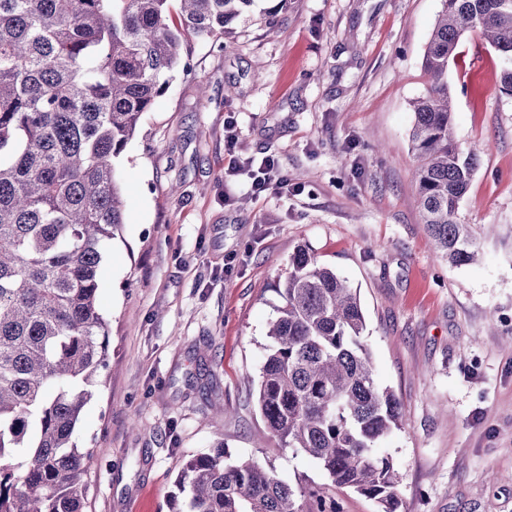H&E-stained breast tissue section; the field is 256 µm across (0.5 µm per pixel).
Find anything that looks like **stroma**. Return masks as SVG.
Here are the masks:
<instances>
[{"instance_id":"35a3bbf8","label":"stroma","mask_w":512,"mask_h":512,"mask_svg":"<svg viewBox=\"0 0 512 512\" xmlns=\"http://www.w3.org/2000/svg\"><path fill=\"white\" fill-rule=\"evenodd\" d=\"M442 0H253L224 48L192 38L113 165L126 219L100 272L109 366L75 434L89 448L87 512H169L192 456L223 445L289 484L325 485L267 438L255 394L298 246L357 290L376 383L403 405L381 445L399 512H512V95L479 30L448 65L452 136L480 165L459 208L492 224L453 268L426 236L411 103ZM272 157L287 186L254 194L225 173Z\"/></svg>"}]
</instances>
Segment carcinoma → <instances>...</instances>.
Returning <instances> with one entry per match:
<instances>
[{
  "label": "carcinoma",
  "mask_w": 512,
  "mask_h": 512,
  "mask_svg": "<svg viewBox=\"0 0 512 512\" xmlns=\"http://www.w3.org/2000/svg\"><path fill=\"white\" fill-rule=\"evenodd\" d=\"M442 2L411 142L425 232L458 267L482 257L480 233L458 218L480 155L452 138L448 61L465 30H480L512 95V0ZM250 3L0 0V512H84L92 451L75 432L108 366L100 268L125 224L112 161L189 69L187 37L224 49L225 25ZM279 293L256 389L269 435L332 487L398 512V473L378 449L402 427V404L374 381L357 292L300 246ZM177 489L170 512H340L269 465L225 462L222 443L186 461Z\"/></svg>",
  "instance_id": "obj_1"
}]
</instances>
